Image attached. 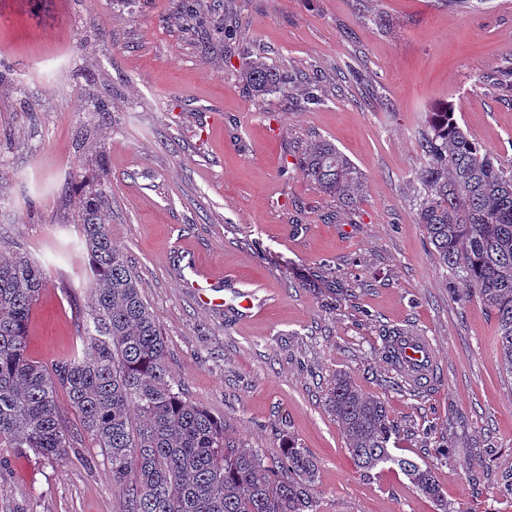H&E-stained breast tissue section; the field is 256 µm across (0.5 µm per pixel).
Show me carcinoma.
Returning <instances> with one entry per match:
<instances>
[{
  "instance_id": "obj_1",
  "label": "carcinoma",
  "mask_w": 512,
  "mask_h": 512,
  "mask_svg": "<svg viewBox=\"0 0 512 512\" xmlns=\"http://www.w3.org/2000/svg\"><path fill=\"white\" fill-rule=\"evenodd\" d=\"M240 70L258 100L291 97L295 80L262 60L242 55ZM425 121L417 223L440 266L464 285L455 297L475 294L496 314L500 364L512 377V167L473 140L448 103L433 106ZM295 166L347 205L362 194V174L326 139L310 143ZM108 222L98 189L81 217L93 275L82 356L49 369L27 352L44 270L24 253L0 251V450L67 459L72 443L58 402L62 391L123 491L118 512H320L317 463L293 437L269 460L240 447L224 419L175 388L167 340L124 253L112 245ZM325 404L360 471L394 465L438 512H453L432 467L392 454L396 428L385 401L338 371Z\"/></svg>"
}]
</instances>
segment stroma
<instances>
[{
  "instance_id": "obj_1",
  "label": "stroma",
  "mask_w": 512,
  "mask_h": 512,
  "mask_svg": "<svg viewBox=\"0 0 512 512\" xmlns=\"http://www.w3.org/2000/svg\"><path fill=\"white\" fill-rule=\"evenodd\" d=\"M228 14V47L214 22ZM317 78L322 105L250 97L238 51ZM512 0H0V249L46 273L28 353L80 354L92 275L80 215L105 188L109 230L138 278L185 397L277 457L292 436L319 469L321 512H437L399 469L363 474L324 398L345 371L384 400L391 451L434 467L453 512H512V377L498 322L456 301L417 222L420 140L451 104L512 164ZM111 104L101 118L99 102ZM330 140L363 191L342 207L293 161ZM250 314L202 305L195 273ZM431 336L442 372L388 386L382 329ZM62 462L0 452V512H116L122 492L74 412Z\"/></svg>"
}]
</instances>
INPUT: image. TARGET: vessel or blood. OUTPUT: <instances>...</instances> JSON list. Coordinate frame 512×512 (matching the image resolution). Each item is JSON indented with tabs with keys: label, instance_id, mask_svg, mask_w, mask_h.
Returning a JSON list of instances; mask_svg holds the SVG:
<instances>
[{
	"label": "vessel or blood",
	"instance_id": "vessel-or-blood-1",
	"mask_svg": "<svg viewBox=\"0 0 512 512\" xmlns=\"http://www.w3.org/2000/svg\"><path fill=\"white\" fill-rule=\"evenodd\" d=\"M390 364L411 386L429 389L437 376L438 346L429 336L414 330H400L389 336Z\"/></svg>",
	"mask_w": 512,
	"mask_h": 512
}]
</instances>
